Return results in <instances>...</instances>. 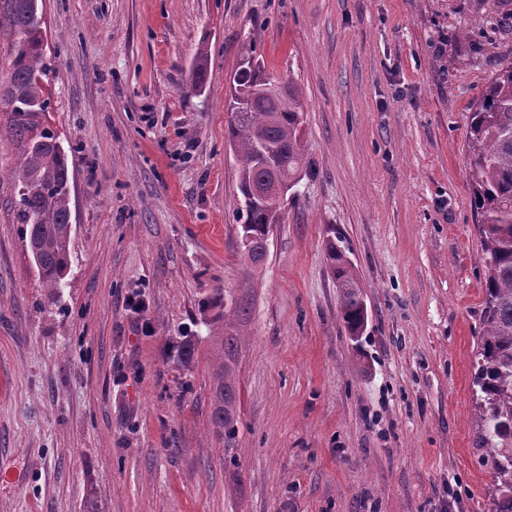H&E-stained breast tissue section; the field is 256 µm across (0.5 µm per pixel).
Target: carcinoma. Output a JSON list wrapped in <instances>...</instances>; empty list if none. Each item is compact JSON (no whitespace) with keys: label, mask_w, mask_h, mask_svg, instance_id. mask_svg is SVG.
Wrapping results in <instances>:
<instances>
[{"label":"carcinoma","mask_w":512,"mask_h":512,"mask_svg":"<svg viewBox=\"0 0 512 512\" xmlns=\"http://www.w3.org/2000/svg\"><path fill=\"white\" fill-rule=\"evenodd\" d=\"M45 22L38 0H0V41L11 45L13 59L3 96L10 112L9 134L24 158L11 174L17 189L15 220L26 225L28 248L43 287L56 292L69 269L71 241L70 167L74 151L52 146L53 129L43 122L50 92L44 62ZM242 60L232 79L231 117L227 136L238 161L239 220L250 234L239 255L258 271L267 256V210L252 200L254 190L269 176L257 147L268 143L278 165L292 173L305 164L302 92L288 84V101L252 93L259 84H272L264 66L243 46ZM208 53L198 50L189 87L202 89ZM469 176L478 230L485 256L484 330L477 355L475 425L484 463L493 470L489 491L492 512H512V63L501 67L471 112ZM328 258L339 289L338 317L349 334H363L367 312L354 265L334 240ZM212 337L213 388L210 426L224 441V454L237 459L238 390L234 359L241 326L251 311L244 295H231Z\"/></svg>","instance_id":"1"}]
</instances>
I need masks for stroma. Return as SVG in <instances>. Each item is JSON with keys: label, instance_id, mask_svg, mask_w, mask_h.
Instances as JSON below:
<instances>
[{"label": "stroma", "instance_id": "obj_1", "mask_svg": "<svg viewBox=\"0 0 512 512\" xmlns=\"http://www.w3.org/2000/svg\"><path fill=\"white\" fill-rule=\"evenodd\" d=\"M42 10L46 119L76 151L70 268L50 297L15 222L23 158L0 110V512H84L91 499L106 512H491L467 129L512 62V0ZM490 11L500 28L483 26ZM247 43L305 101L306 165L256 276L238 253L225 135ZM335 234L367 308L357 342L337 316ZM244 287L232 463L209 428L208 327L224 311L217 289Z\"/></svg>", "mask_w": 512, "mask_h": 512}]
</instances>
